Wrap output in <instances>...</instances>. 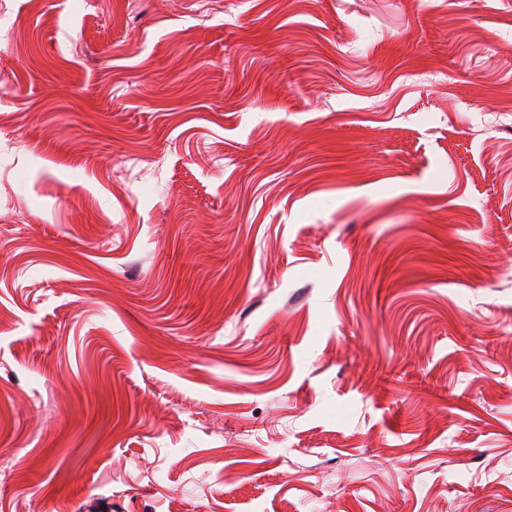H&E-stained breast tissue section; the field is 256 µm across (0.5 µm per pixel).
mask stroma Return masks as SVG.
I'll return each mask as SVG.
<instances>
[{
    "label": "stroma",
    "instance_id": "stroma-1",
    "mask_svg": "<svg viewBox=\"0 0 512 512\" xmlns=\"http://www.w3.org/2000/svg\"><path fill=\"white\" fill-rule=\"evenodd\" d=\"M0 512H512V0H0Z\"/></svg>",
    "mask_w": 512,
    "mask_h": 512
}]
</instances>
